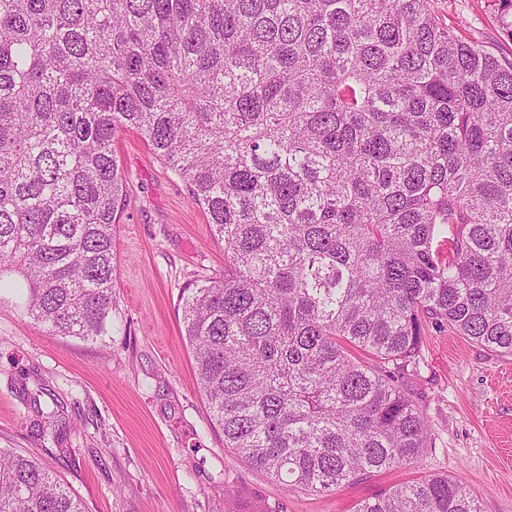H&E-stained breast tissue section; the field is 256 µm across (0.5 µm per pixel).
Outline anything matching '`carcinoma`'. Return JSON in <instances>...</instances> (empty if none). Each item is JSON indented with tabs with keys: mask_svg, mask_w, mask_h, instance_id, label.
<instances>
[{
	"mask_svg": "<svg viewBox=\"0 0 512 512\" xmlns=\"http://www.w3.org/2000/svg\"><path fill=\"white\" fill-rule=\"evenodd\" d=\"M128 130L224 243L183 336L224 447L270 480L413 463L429 326L512 355V58L429 0H0V276L48 333L108 334ZM0 512L84 508L0 448ZM357 512L481 510L438 475Z\"/></svg>",
	"mask_w": 512,
	"mask_h": 512,
	"instance_id": "carcinoma-1",
	"label": "carcinoma"
}]
</instances>
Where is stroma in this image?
<instances>
[{
  "label": "stroma",
  "mask_w": 512,
  "mask_h": 512,
  "mask_svg": "<svg viewBox=\"0 0 512 512\" xmlns=\"http://www.w3.org/2000/svg\"><path fill=\"white\" fill-rule=\"evenodd\" d=\"M460 38L512 58L488 0H432ZM127 205L115 241L116 307L97 341L53 336L24 312L18 289L0 293V448L36 457L84 512H356L400 484L447 475L482 512H512V355L451 330L429 329L406 390L431 430L412 464L319 494L251 469L224 446L199 393L179 297L224 272V246L202 208L135 132L114 142ZM66 403L55 440L43 415Z\"/></svg>",
  "instance_id": "35a3bbf8"
}]
</instances>
